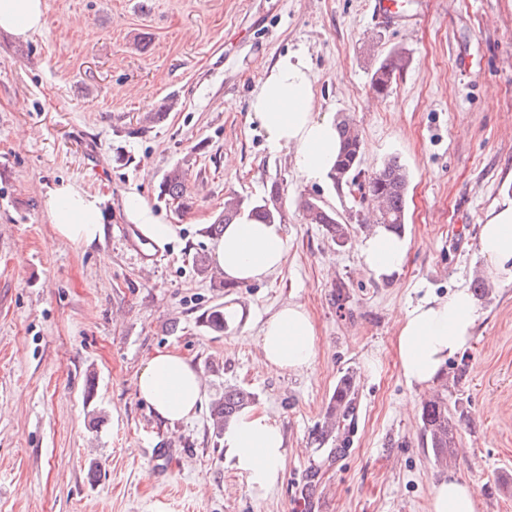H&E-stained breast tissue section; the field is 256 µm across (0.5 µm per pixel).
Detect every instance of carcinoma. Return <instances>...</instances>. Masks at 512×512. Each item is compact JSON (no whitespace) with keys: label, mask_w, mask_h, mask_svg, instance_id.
I'll return each instance as SVG.
<instances>
[{"label":"carcinoma","mask_w":512,"mask_h":512,"mask_svg":"<svg viewBox=\"0 0 512 512\" xmlns=\"http://www.w3.org/2000/svg\"><path fill=\"white\" fill-rule=\"evenodd\" d=\"M406 64L405 56L398 52L381 60L371 75L372 92L377 96L387 95ZM339 133L341 149L329 178L334 184L343 186L355 183L360 175L358 166L362 157L363 142L357 125L349 118L340 120ZM185 184L186 172L180 167H173L163 175L159 193L172 200H178L183 197ZM406 186L407 171L395 157L383 163L368 177L362 185L364 193L361 197L379 203L376 223L392 227L399 232L404 230ZM280 191L279 183L273 182L264 196L258 199H226L224 212L206 228V233L218 237L222 234L224 225L234 222L245 213L265 224L283 223L284 212L267 205V202L280 194ZM303 209L309 223L321 225L336 246L342 247L347 243L348 225L340 223L335 213L324 207L317 209L307 200L303 203ZM230 319L231 313L226 311L224 305L218 304L201 315L200 323L211 331L222 332L228 327ZM253 401L254 395L241 388H229L224 391L223 396L214 400L210 407V417L216 429V436H222L227 424ZM359 406L356 378L348 372L338 381L322 422L314 429L313 440L317 447H330L331 453L336 457L344 454L351 444V434L357 421ZM420 420L422 444L431 449L436 464H448L452 459V448L456 447L457 433L463 420V408L459 401H454L450 407L447 392L439 391L434 398L423 403Z\"/></svg>","instance_id":"carcinoma-1"}]
</instances>
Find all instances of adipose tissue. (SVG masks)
<instances>
[{"label":"adipose tissue","instance_id":"ef3b65f1","mask_svg":"<svg viewBox=\"0 0 512 512\" xmlns=\"http://www.w3.org/2000/svg\"><path fill=\"white\" fill-rule=\"evenodd\" d=\"M45 12V0H0V31L31 38L43 28ZM313 107L310 69L301 56L287 54L267 69L249 111L250 121L267 133L271 147H294L295 167L308 180L328 175L340 149L335 121L317 118ZM43 207L57 239L83 250L103 245L107 223L99 196L67 181L48 190ZM121 208L148 242L160 246L174 237V225L155 214L141 195L125 194ZM356 247L365 267L380 280L400 273L408 252L406 238L382 225L362 235ZM477 247L487 261L489 277L512 272V201L492 208L480 227ZM211 256L226 281L262 282L286 263L284 228L240 218L225 225ZM478 312L475 297L462 287L401 314L397 355L409 386L425 389L437 384L448 360L470 347ZM260 347L268 370L298 373L311 368L316 333L306 307L290 302L269 316ZM136 391L160 420L172 425L195 415L204 398L200 370L189 358L169 350L148 360L136 379ZM286 451L280 423L254 409L244 410L224 431V456L255 494L279 482ZM431 507L432 512H477L475 492L468 483L448 477L434 486Z\"/></svg>","mask_w":512,"mask_h":512}]
</instances>
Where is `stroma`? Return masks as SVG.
Returning <instances> with one entry per match:
<instances>
[{
  "instance_id": "35a3bbf8",
  "label": "stroma",
  "mask_w": 512,
  "mask_h": 512,
  "mask_svg": "<svg viewBox=\"0 0 512 512\" xmlns=\"http://www.w3.org/2000/svg\"><path fill=\"white\" fill-rule=\"evenodd\" d=\"M45 3L40 33L0 32V512H430L450 474L472 486L478 512H512V490L498 485L512 475V275L492 281L470 348L446 367L459 378L448 398L466 415L455 464L436 465L423 447L425 393L406 383L396 352L404 309L484 271L479 226L512 200V0H399L398 22L375 16L373 0ZM394 50L407 67L375 96L371 73ZM295 53L311 68L315 112L357 124L363 174L393 156L408 172V254L395 279L376 280L351 245L367 212L352 187L306 181L293 151L271 149L248 119L266 68ZM149 112L166 118L145 123ZM176 165L182 201L159 193ZM63 181L104 198L114 224L137 192L176 236L148 271L112 231L102 249L74 248L43 209ZM274 181L283 270L243 288L198 276L193 258L211 252L204 230L225 199L259 198ZM307 199L348 225L349 245L308 223ZM291 301L312 316L316 359L275 373L260 330ZM222 303L236 314L228 329L201 326ZM160 350L205 377V405L174 425L136 393ZM349 372L360 408L336 459L312 434ZM229 386L253 392L285 434L284 478L261 497L213 432L209 403Z\"/></svg>"
}]
</instances>
